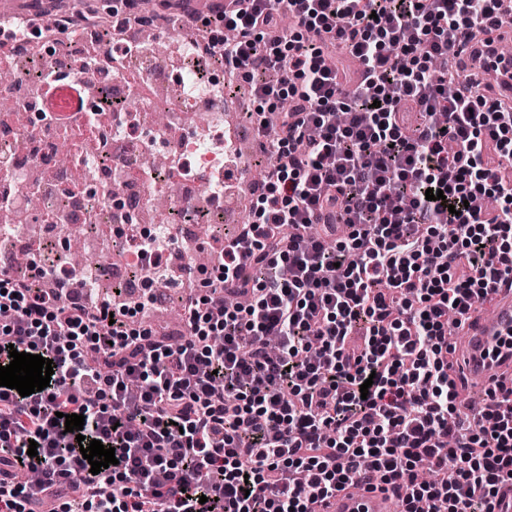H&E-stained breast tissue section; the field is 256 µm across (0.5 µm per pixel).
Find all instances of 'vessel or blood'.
<instances>
[{"instance_id": "obj_1", "label": "vessel or blood", "mask_w": 512, "mask_h": 512, "mask_svg": "<svg viewBox=\"0 0 512 512\" xmlns=\"http://www.w3.org/2000/svg\"><path fill=\"white\" fill-rule=\"evenodd\" d=\"M512 332V291L501 290L492 314L474 316L464 338L455 346L456 370L471 383L489 388L496 380L512 383V351L492 361L489 349L500 338ZM316 512H392L389 495L377 488L345 489L316 505Z\"/></svg>"}]
</instances>
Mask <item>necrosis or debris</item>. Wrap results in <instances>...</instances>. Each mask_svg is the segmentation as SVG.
I'll return each instance as SVG.
<instances>
[{
  "label": "necrosis or debris",
  "mask_w": 512,
  "mask_h": 512,
  "mask_svg": "<svg viewBox=\"0 0 512 512\" xmlns=\"http://www.w3.org/2000/svg\"><path fill=\"white\" fill-rule=\"evenodd\" d=\"M144 24L118 12L111 31L86 28L58 46L36 27L0 26V53L38 62L31 79L6 93L18 118L0 114V224L16 254L40 259L52 280L76 279L71 233L123 247L101 281L137 296L174 294L162 277L170 246L195 241L200 224L223 216L227 192L222 49H202L196 30L180 25L176 66L159 69ZM77 88V112H55L47 96ZM174 185L172 218L148 222L144 210ZM199 203L195 220L177 218Z\"/></svg>",
  "instance_id": "1"
}]
</instances>
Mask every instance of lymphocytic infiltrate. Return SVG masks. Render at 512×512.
<instances>
[{
  "instance_id": "1",
  "label": "lymphocytic infiltrate",
  "mask_w": 512,
  "mask_h": 512,
  "mask_svg": "<svg viewBox=\"0 0 512 512\" xmlns=\"http://www.w3.org/2000/svg\"><path fill=\"white\" fill-rule=\"evenodd\" d=\"M504 2L236 0L184 15L237 31L224 72L249 85L279 162L182 296L184 336L156 338L149 301H74L68 284L44 291L42 265L0 263V364L14 349L53 367L31 395L0 386V512H311L371 482L403 512H494L512 482L499 411L512 387L461 418L448 323L512 289V103L463 61L440 76L432 62L461 34L499 53ZM30 22L58 42L88 18ZM343 58L365 74L349 94ZM408 105L422 115L410 130ZM482 196L497 208L477 209ZM72 413L81 433L65 429ZM81 435L115 464L92 473ZM26 469L36 486L18 482Z\"/></svg>"
}]
</instances>
